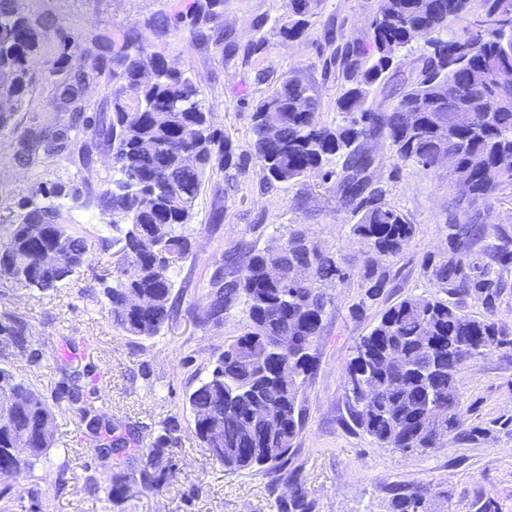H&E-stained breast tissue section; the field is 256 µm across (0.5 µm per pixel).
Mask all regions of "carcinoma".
<instances>
[{"label": "carcinoma", "instance_id": "cac0c4a2", "mask_svg": "<svg viewBox=\"0 0 512 512\" xmlns=\"http://www.w3.org/2000/svg\"><path fill=\"white\" fill-rule=\"evenodd\" d=\"M473 0H379L370 46L343 56L344 85L336 110L348 125L319 120V101L311 87L290 78L254 107L251 152L236 153L231 139L212 126V106L190 77L158 55L146 56L135 34L114 49L98 40L81 51L94 58L93 71L112 67V116L94 126L83 119L84 87L90 76L83 65L57 88L56 115L37 123L16 142L12 161L31 169L41 160L71 149L90 162L95 140L112 150L119 178L98 195L112 215V227L126 224L103 288L112 323L129 336L151 339L169 327L181 303L174 272L195 256L188 226L207 171L246 170L253 162L268 184H295L314 176L326 179V165L342 160L338 189L353 205L352 233L367 242L365 297L375 301L390 284L377 257L399 255L414 235V225L385 199L372 179L374 159L365 145L382 138L397 160L423 169L437 168V155L448 147V185L464 179L469 203L493 197L512 185V87L494 75L512 71V54L492 29L437 41L439 49L421 58L406 76L398 54L412 40L411 30L440 31L472 13ZM219 0L197 7L194 21L211 23ZM320 0H286L287 22L280 34L300 37ZM485 15L512 20V0H482ZM54 27L47 16L32 19L18 0H0V129L25 103L33 80L40 41ZM153 66L156 79L143 82L141 69ZM381 91L395 97L385 110L367 106ZM196 161L187 165L182 154ZM79 205L81 195L63 186H41L25 197L19 212L0 221V279L47 293L88 265L86 240L60 222L59 200ZM493 239L479 254L472 247ZM448 257L430 266L438 292L409 295L386 309L363 336L347 361L345 374L362 383L347 388L351 423L378 444L401 451L439 445L431 416L457 396V373L476 359L464 348L478 336L484 345L512 346L496 317L495 299L503 273L512 269V237L480 224L458 205L448 223ZM54 247L59 261L42 267L40 250ZM336 254L293 230L282 249H235L216 268L209 285L210 303L198 323H219L242 305L244 333L220 353L212 372L188 397L195 436L231 473L265 471L288 487L278 499L279 512H313L296 471L287 464L302 428L298 396L317 367L316 346L332 297L326 289L347 279ZM445 297H440V294ZM457 297L482 302L486 315L461 312ZM26 329L19 322L0 325L17 348ZM77 348L70 336L59 338L56 361L64 379L61 394L49 400L24 379L0 368V472L35 470L56 445L54 407L67 395L85 429L97 441V458L113 470L104 488L107 500L121 502L132 490L159 487L170 472L174 428L163 423L153 442L142 445L139 432L114 415L92 371L71 369ZM389 512H435L424 494L404 486L391 489Z\"/></svg>", "mask_w": 512, "mask_h": 512}]
</instances>
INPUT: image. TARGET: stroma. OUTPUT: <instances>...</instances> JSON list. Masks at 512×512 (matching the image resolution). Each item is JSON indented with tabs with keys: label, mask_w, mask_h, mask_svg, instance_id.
<instances>
[{
	"label": "stroma",
	"mask_w": 512,
	"mask_h": 512,
	"mask_svg": "<svg viewBox=\"0 0 512 512\" xmlns=\"http://www.w3.org/2000/svg\"><path fill=\"white\" fill-rule=\"evenodd\" d=\"M196 0H23L30 15H47L54 29L40 44L35 81L11 124L0 130V215L17 210L32 189L78 186L84 205L61 211L62 223L83 236L90 262L54 291L38 293L0 280V323L18 319L27 327L28 347L20 351L0 335V367L10 369L46 396L58 391L61 373L54 360L59 337L93 338L94 364L112 412L138 427L145 442L162 422L176 429L175 476L160 489L137 493L121 503L105 501L85 487L86 474L108 486L112 470L95 457V443L82 433L78 414L67 401L55 408L56 446L34 473L0 475L14 512H278L288 488L264 473L232 474L200 447L186 397L208 376L224 347L244 331L241 309L220 325L197 321L208 305L207 283L223 251L246 241L264 248L282 243L292 229L327 248L347 272L332 287L319 346V367L300 394L303 430L290 464L300 476L314 512H387L389 489L402 483L441 495L443 512H472L475 497L512 512V349L503 348L466 362L457 374L471 438L449 433L428 451L402 452L378 445L348 425L345 364L362 336L382 313L409 295L434 293L427 263L448 254V222L453 214L448 167L424 170L398 163L385 141L371 142L375 180L387 190L389 205L406 215L416 231L395 257L380 258L392 279L375 303L362 304L365 241L351 231V207L333 183L310 178L288 187H270L256 165L207 172L195 202L190 234L197 258L174 278L185 291L178 314L164 334L150 340L127 335L112 324L101 294L112 281L111 218L96 197L112 180V155L94 147L90 163L61 153L35 169L17 167L12 154L27 127L54 115L55 87L48 78L60 64L64 43L84 46L97 36L122 42L136 32L146 54L160 55L179 68L213 106L214 128L228 134L240 152L250 149L249 128L257 101L281 82L298 77L320 99V121L342 122L335 100L343 84L340 54L364 42L378 0H321L303 35L284 39L279 28L284 0H224L216 22L192 25ZM169 15L168 31L149 19ZM68 481L58 484L60 468Z\"/></svg>",
	"instance_id": "35a3bbf8"
}]
</instances>
